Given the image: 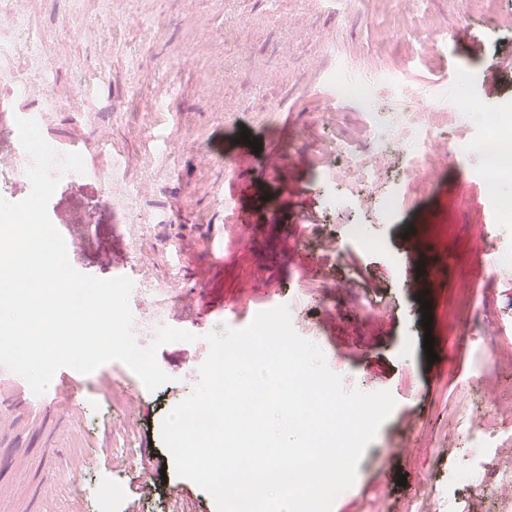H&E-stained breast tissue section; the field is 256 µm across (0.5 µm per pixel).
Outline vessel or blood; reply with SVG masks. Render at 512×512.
Listing matches in <instances>:
<instances>
[{
	"mask_svg": "<svg viewBox=\"0 0 512 512\" xmlns=\"http://www.w3.org/2000/svg\"><path fill=\"white\" fill-rule=\"evenodd\" d=\"M14 90L0 88V140H8V150L0 151V178L16 176V166L25 151L19 140L15 122ZM58 154L76 152L84 159V176L101 181L104 186L112 184V163L119 153L109 137H101L90 142L83 139L72 140L58 147ZM417 246L427 258L419 279L424 287H432L439 272V260L432 251L429 234L425 226L415 229ZM81 373L63 368L53 377V385L43 395L32 393L28 383L19 375L0 367V419L28 417L39 439V454L36 470L18 468L11 453H0V472L8 475L9 481L26 485L24 512H52L55 493L59 488L77 487L80 472L75 464L57 466L56 460L63 449L73 441L70 424L80 411L78 387Z\"/></svg>",
	"mask_w": 512,
	"mask_h": 512,
	"instance_id": "obj_1",
	"label": "vessel or blood"
}]
</instances>
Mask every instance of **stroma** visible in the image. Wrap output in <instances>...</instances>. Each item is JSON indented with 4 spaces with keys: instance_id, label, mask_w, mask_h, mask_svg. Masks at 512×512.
<instances>
[{
    "instance_id": "1",
    "label": "stroma",
    "mask_w": 512,
    "mask_h": 512,
    "mask_svg": "<svg viewBox=\"0 0 512 512\" xmlns=\"http://www.w3.org/2000/svg\"><path fill=\"white\" fill-rule=\"evenodd\" d=\"M281 2L276 17L268 0H18L23 28L0 30V71L20 88L17 111L42 115L44 139L55 146L107 135L122 154L111 191L67 174L49 202L51 221L72 232L71 265L163 286L158 296H131L132 312L159 309L167 325L199 336L158 348L171 380L156 390L116 361L90 374L75 423L89 444L81 483L60 492L57 512H68L74 496L82 512H168L176 497L193 512H217L206 492L176 475L161 422L198 381L209 351L202 334L243 328L282 304L345 389L387 390L396 401L332 512H410L426 500L443 512H501L499 463L467 427L477 417L512 431V263L489 269L492 250L512 244V223H498L489 204L478 132L443 125L453 156L409 203L330 210L328 196L352 190L324 172L321 154L337 142L359 151L361 106L340 98L328 107L322 92L337 80L383 76L380 112L422 108L473 120L512 111V0L482 10L472 0H428L410 15L399 0H366L342 19L329 0ZM386 25L427 39L431 56H411L403 42L390 48ZM31 70L46 82L28 92L20 83ZM243 127L260 152L238 151ZM160 134L176 141L175 152L143 165ZM271 155L285 172L268 169ZM229 166L236 179H225ZM219 192L232 208L216 205ZM413 224L429 225L439 257L427 293L416 277ZM217 231L223 261L198 254L188 275L170 268L167 240L191 248ZM221 304L238 310L226 325L205 314ZM126 437L134 465L113 468L111 445ZM146 471L167 478L142 497ZM115 477L124 497L103 504L99 490Z\"/></svg>"
}]
</instances>
